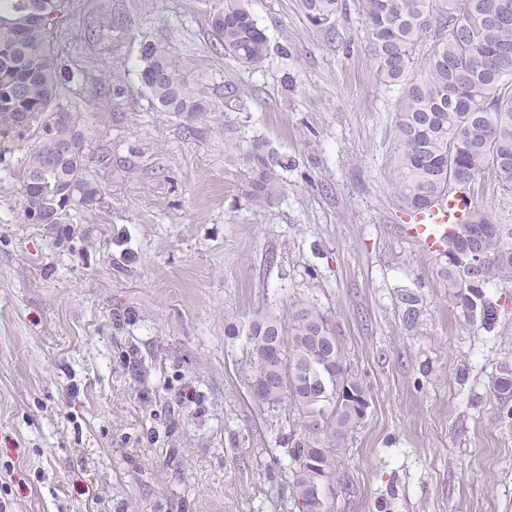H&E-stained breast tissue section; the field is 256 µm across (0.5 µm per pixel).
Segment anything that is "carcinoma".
Listing matches in <instances>:
<instances>
[{
    "label": "carcinoma",
    "instance_id": "obj_1",
    "mask_svg": "<svg viewBox=\"0 0 512 512\" xmlns=\"http://www.w3.org/2000/svg\"><path fill=\"white\" fill-rule=\"evenodd\" d=\"M310 23L333 22L339 0H302ZM369 49L385 85L402 88L396 129L395 188L402 210L415 212L449 195L456 178L492 175L501 195L512 197V60L493 64L512 46V0H362ZM65 0H0V152H23L18 219L31 223L29 200L52 198L50 223L70 224L74 206L91 211L101 190L88 163L81 116L59 106L62 61L53 32ZM210 24L224 55L244 69L269 53L248 0H220ZM430 40L423 74H412L417 47ZM140 78L159 112L199 117L212 111L189 67L154 43L143 45ZM244 167L241 196L254 208L270 206L284 192L275 168L288 161L259 143L236 146ZM472 205L466 224L448 235V299L461 316L485 331L497 312L484 288L512 280V215ZM252 401L259 407L289 404L301 437L294 462L292 497L310 498L336 472V453L364 420L367 389L354 375L328 317L304 302L288 318L258 313L248 325ZM494 389L512 398V363L499 367Z\"/></svg>",
    "mask_w": 512,
    "mask_h": 512
}]
</instances>
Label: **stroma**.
<instances>
[{"label":"stroma","instance_id":"35a3bbf8","mask_svg":"<svg viewBox=\"0 0 512 512\" xmlns=\"http://www.w3.org/2000/svg\"><path fill=\"white\" fill-rule=\"evenodd\" d=\"M218 0H69L63 105L80 113L100 208L23 224L21 152L0 162V512H296L283 408L248 394L245 325L325 312L370 408L321 488L331 512H512V282L493 331L448 301L393 184L401 89L383 85L361 0L333 28L301 0H249L258 68L223 56ZM200 75L213 111H156L143 43ZM245 92L224 104L225 82ZM288 159L251 208L224 147ZM419 299L414 321L400 296ZM238 335H229V327Z\"/></svg>","mask_w":512,"mask_h":512}]
</instances>
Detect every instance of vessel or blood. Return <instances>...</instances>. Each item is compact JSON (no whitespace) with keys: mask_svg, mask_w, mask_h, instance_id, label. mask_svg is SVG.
<instances>
[{"mask_svg":"<svg viewBox=\"0 0 512 512\" xmlns=\"http://www.w3.org/2000/svg\"><path fill=\"white\" fill-rule=\"evenodd\" d=\"M469 208V202L461 194L451 195L429 211L409 216L406 233L423 254L442 255L448 248L449 232L460 229Z\"/></svg>","mask_w":512,"mask_h":512,"instance_id":"1","label":"vessel or blood"}]
</instances>
